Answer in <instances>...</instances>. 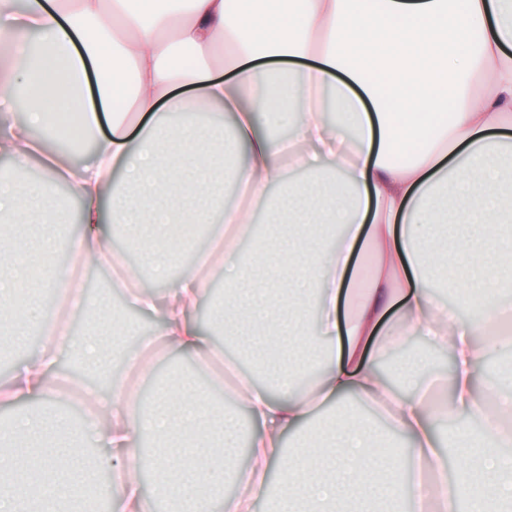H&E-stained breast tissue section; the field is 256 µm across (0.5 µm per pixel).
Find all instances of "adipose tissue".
<instances>
[{"instance_id":"ef3b65f1","label":"adipose tissue","mask_w":512,"mask_h":512,"mask_svg":"<svg viewBox=\"0 0 512 512\" xmlns=\"http://www.w3.org/2000/svg\"><path fill=\"white\" fill-rule=\"evenodd\" d=\"M97 77V107L79 106L74 124L93 137V157L73 166L47 132L60 104ZM487 75V92L471 91ZM193 87L195 96L181 93ZM288 118V138L261 130L259 113ZM0 332L12 346L31 327L41 348L0 381V403L41 398L44 408L0 427V512H95V478L110 469L118 512H248L270 473L278 493L266 512H512V434L490 429L512 409V383L480 382L487 335L512 284V209L498 188L512 168L495 159L512 139V8L506 0H0ZM139 129L137 144L129 132ZM309 176L287 182L285 156ZM44 173L29 181L31 160ZM66 184L79 200L76 257L111 254V229L137 239L144 265L169 276L170 303L137 285L126 269L117 287L154 316L159 333L122 354L112 373L111 305L69 293V270L54 267L58 229L69 212L50 207ZM249 198L223 204L226 186ZM467 198L476 219L457 248L437 251L427 229L448 221L433 201ZM261 204L271 227L257 263L241 241ZM188 224L207 227L210 244L179 269L172 255ZM224 281L211 327L196 311L211 277ZM57 296L21 308V288ZM480 293L468 317L438 303L432 287ZM94 315L86 337L55 335L57 310ZM246 341L264 383L242 377L236 408L219 406L224 383L214 342ZM418 336L447 353L448 375L403 359L407 392L383 382L375 357ZM344 337L335 346V337ZM175 350L212 369L209 388L192 377L166 386L139 408L132 379L155 380L156 352ZM70 353L88 374L111 373L109 390L87 388L94 419L73 430L48 389ZM309 387L295 381L310 367ZM357 398L379 407L404 448L388 458ZM336 411L303 434L315 405ZM483 424L441 448L449 415ZM296 442L283 449L285 432ZM112 448V460L86 459L83 445ZM456 474L432 489L423 472ZM236 491L228 495L225 485Z\"/></svg>"}]
</instances>
